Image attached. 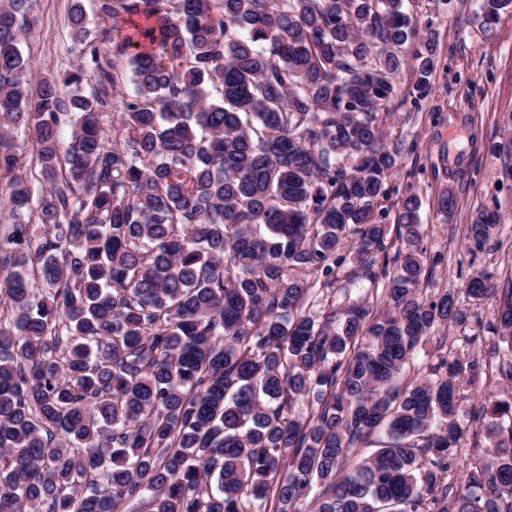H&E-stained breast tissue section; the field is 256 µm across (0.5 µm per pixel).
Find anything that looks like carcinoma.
<instances>
[{
    "label": "carcinoma",
    "instance_id": "cac0c4a2",
    "mask_svg": "<svg viewBox=\"0 0 512 512\" xmlns=\"http://www.w3.org/2000/svg\"><path fill=\"white\" fill-rule=\"evenodd\" d=\"M403 7L96 0L91 29L74 0L82 59L37 78L20 50L28 0H0V169L18 164L20 127L34 167L0 231V512H303L315 485V512H512V401L487 392L488 461L450 487L463 362L399 385L422 342L465 317L453 294L423 292L418 198L398 205L391 257L378 208L396 165L381 107L403 66L417 99L436 66L435 32ZM509 11L483 0L485 38ZM135 18L113 54L135 49L127 98L100 46ZM499 221L480 213L471 243ZM348 261L370 283L356 298L336 289ZM465 292L493 302L512 353V289L495 301L481 273ZM385 437L384 432L377 434L373 440L359 448H355L352 455L349 457L347 465L343 471V474H348L355 470L362 462L371 458L378 451L380 441Z\"/></svg>",
    "mask_w": 512,
    "mask_h": 512
}]
</instances>
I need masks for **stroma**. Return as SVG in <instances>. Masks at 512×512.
Listing matches in <instances>:
<instances>
[{
  "instance_id": "1",
  "label": "stroma",
  "mask_w": 512,
  "mask_h": 512,
  "mask_svg": "<svg viewBox=\"0 0 512 512\" xmlns=\"http://www.w3.org/2000/svg\"><path fill=\"white\" fill-rule=\"evenodd\" d=\"M481 0H405L415 25L432 28L438 37L432 91L422 100L410 94L415 74L399 72L397 95L380 112L387 149L396 156L383 210L416 195L422 202L421 245L428 255L442 256L424 290L429 296L451 291L467 318L463 324L439 328L419 347L400 379L407 386L433 376L442 359L464 352L487 361L497 337L490 307L469 301L467 281L489 274L497 290L512 287V156L497 146L512 135V14L500 17L497 34L484 39L476 15ZM73 0H30L31 35L21 51L34 72L57 74L74 64L80 49L69 36ZM456 206L438 208L442 192ZM498 210L502 220L483 249L472 247L467 234L478 212ZM486 382L462 386L457 419L465 436L456 462L486 454L487 441L478 421Z\"/></svg>"
}]
</instances>
